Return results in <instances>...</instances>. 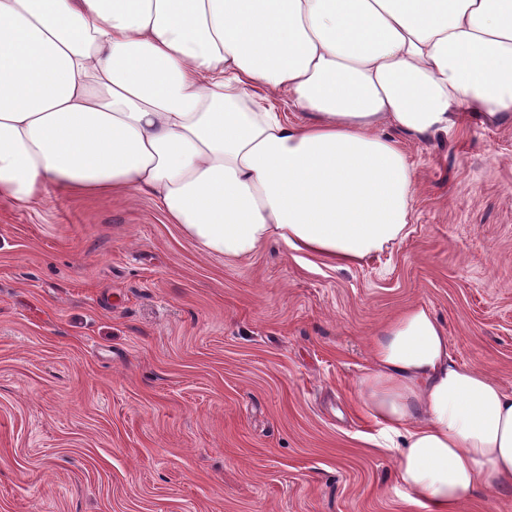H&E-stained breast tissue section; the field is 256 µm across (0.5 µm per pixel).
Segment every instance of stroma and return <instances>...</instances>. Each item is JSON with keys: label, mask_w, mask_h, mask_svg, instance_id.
<instances>
[{"label": "stroma", "mask_w": 512, "mask_h": 512, "mask_svg": "<svg viewBox=\"0 0 512 512\" xmlns=\"http://www.w3.org/2000/svg\"><path fill=\"white\" fill-rule=\"evenodd\" d=\"M409 232L334 269L208 254L146 196L0 201V512H426L356 384L428 306L512 389V122L424 142Z\"/></svg>", "instance_id": "35a3bbf8"}]
</instances>
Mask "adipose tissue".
I'll list each match as a JSON object with an SVG mask.
<instances>
[{
  "label": "adipose tissue",
  "mask_w": 512,
  "mask_h": 512,
  "mask_svg": "<svg viewBox=\"0 0 512 512\" xmlns=\"http://www.w3.org/2000/svg\"><path fill=\"white\" fill-rule=\"evenodd\" d=\"M471 115L512 121V0H0V200L145 195L208 253L361 264L407 235L395 133ZM357 399L408 503L512 491V390L427 306L375 332Z\"/></svg>",
  "instance_id": "1"
}]
</instances>
